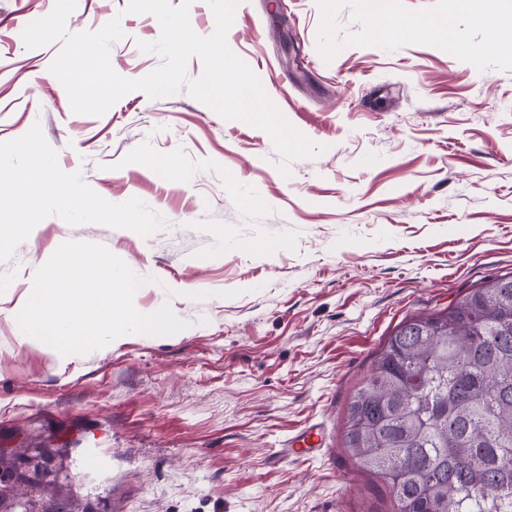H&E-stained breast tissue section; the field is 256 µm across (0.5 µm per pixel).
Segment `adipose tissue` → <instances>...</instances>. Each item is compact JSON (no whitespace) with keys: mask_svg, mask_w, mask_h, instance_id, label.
Instances as JSON below:
<instances>
[{"mask_svg":"<svg viewBox=\"0 0 512 512\" xmlns=\"http://www.w3.org/2000/svg\"><path fill=\"white\" fill-rule=\"evenodd\" d=\"M367 21L372 30L396 29L399 36L410 38L425 35L448 48H456L460 36L447 18L436 16L425 23L399 21L386 13L381 0H365ZM1 159L17 161L18 166L9 173L10 189L0 194V244H7L24 232L31 213L44 204H62L88 217H102L103 212L94 195L76 188L61 192L59 179L41 144L32 138H19L0 148Z\"/></svg>","mask_w":512,"mask_h":512,"instance_id":"adipose-tissue-1","label":"adipose tissue"}]
</instances>
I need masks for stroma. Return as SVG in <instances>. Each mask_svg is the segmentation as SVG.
<instances>
[{
	"instance_id": "35a3bbf8",
	"label": "stroma",
	"mask_w": 512,
	"mask_h": 512,
	"mask_svg": "<svg viewBox=\"0 0 512 512\" xmlns=\"http://www.w3.org/2000/svg\"><path fill=\"white\" fill-rule=\"evenodd\" d=\"M281 2L284 30L242 0L227 43L325 148L286 176L264 131L183 90L73 113L49 71L62 41L22 38L55 0H0V146L35 137L112 214L39 210L0 248V449L52 458L28 497L53 482L77 512H394L343 444L346 406L400 321L512 274V26L504 0H385L398 19L447 16L451 50L372 33L362 0ZM128 3L77 0L66 30L120 18L111 64L139 79L161 28ZM67 241L106 246L145 280L135 307L170 305L185 329L71 360L19 345L8 314ZM312 424L323 452L275 458Z\"/></svg>"
}]
</instances>
